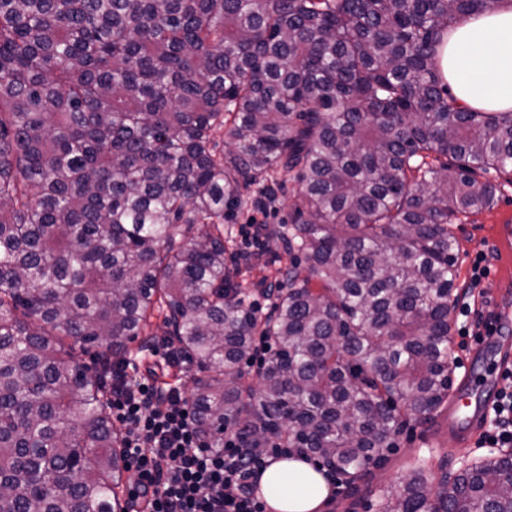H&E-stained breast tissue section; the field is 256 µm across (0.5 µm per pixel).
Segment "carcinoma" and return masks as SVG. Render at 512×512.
<instances>
[{
	"instance_id": "cac0c4a2",
	"label": "carcinoma",
	"mask_w": 512,
	"mask_h": 512,
	"mask_svg": "<svg viewBox=\"0 0 512 512\" xmlns=\"http://www.w3.org/2000/svg\"><path fill=\"white\" fill-rule=\"evenodd\" d=\"M501 3L0 0V512H114L120 434L102 375L69 357L101 347L110 371L157 314L206 373L191 403L212 448L238 426L355 476L401 414L445 405L451 226L495 206L512 112L459 105L440 48ZM279 175L304 262L260 323L229 292L224 218ZM258 334L278 349L257 395ZM377 503L512 512V462L417 466Z\"/></svg>"
}]
</instances>
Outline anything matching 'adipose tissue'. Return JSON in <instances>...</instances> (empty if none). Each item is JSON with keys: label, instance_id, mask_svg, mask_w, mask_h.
<instances>
[{"label": "adipose tissue", "instance_id": "ef3b65f1", "mask_svg": "<svg viewBox=\"0 0 512 512\" xmlns=\"http://www.w3.org/2000/svg\"><path fill=\"white\" fill-rule=\"evenodd\" d=\"M441 69L462 106L512 111V0L451 31ZM259 485L272 512H323L331 493L324 471L299 454L270 459Z\"/></svg>", "mask_w": 512, "mask_h": 512}]
</instances>
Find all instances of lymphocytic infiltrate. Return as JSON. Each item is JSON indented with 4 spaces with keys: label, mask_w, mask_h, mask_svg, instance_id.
<instances>
[{
    "label": "lymphocytic infiltrate",
    "mask_w": 512,
    "mask_h": 512,
    "mask_svg": "<svg viewBox=\"0 0 512 512\" xmlns=\"http://www.w3.org/2000/svg\"><path fill=\"white\" fill-rule=\"evenodd\" d=\"M119 369L124 383L113 387L110 410L122 428L123 459L138 475L127 506L140 503L146 512H266L256 479L278 448L250 447L229 429L223 447H210L180 387L160 388L149 369L132 372L124 362ZM502 379L476 447H512V370Z\"/></svg>",
    "instance_id": "lymphocytic-infiltrate-1"
}]
</instances>
